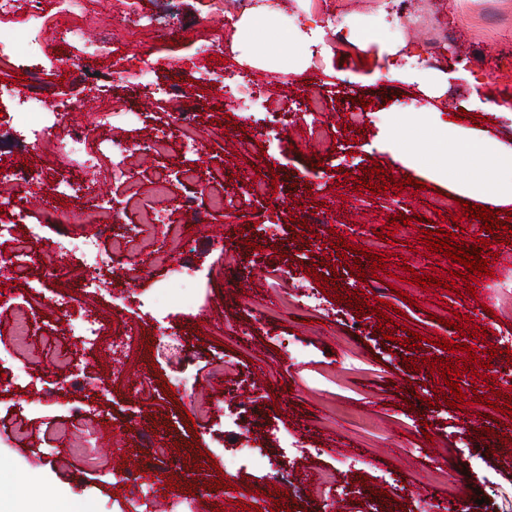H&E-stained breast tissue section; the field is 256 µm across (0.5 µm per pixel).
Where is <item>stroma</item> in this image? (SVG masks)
I'll use <instances>...</instances> for the list:
<instances>
[{
  "mask_svg": "<svg viewBox=\"0 0 512 512\" xmlns=\"http://www.w3.org/2000/svg\"><path fill=\"white\" fill-rule=\"evenodd\" d=\"M141 2L152 29L104 43L99 57L56 31L40 48L44 80L30 83L25 68L0 65L5 82L80 102L74 121L89 146L112 136L130 146L115 182L67 158L90 188L85 200L55 192L51 171H42L46 188L36 196L0 180V201L29 199L27 222L0 234V255L10 260L0 272V464L30 499L64 493L94 502L97 512H153L155 497L133 480L137 471L169 488L170 512H244L251 504L263 512H512V423L490 419L486 405L495 382L512 397V314L499 308L512 287V244L491 245L477 294L463 282L454 292L410 284L415 271L443 279L461 268L421 242L425 221L453 243L474 239L454 229L461 206L447 180L400 163L387 148L392 117H423L435 107L451 117L467 111L460 128L512 146V0H410L406 13L397 0H285V18L309 17L323 28L299 76L242 67L232 48L237 0H224L220 11L209 0ZM379 25L388 38L367 41L354 58L345 38ZM213 31L223 32L221 46L201 48L199 36ZM448 46L456 56L445 54ZM388 58L404 79L379 76ZM199 71L215 73L218 84L170 94ZM243 71L279 112L242 110ZM109 108L111 124H100ZM15 110L0 99V165L39 169L47 145L21 132ZM187 110L198 115L192 153L170 122ZM163 132L166 153L148 151ZM374 162L403 189L356 188ZM188 168L194 179L185 178ZM257 179L276 187L251 203L246 190ZM419 182L425 190H416ZM104 198L122 203L133 228L120 250L111 237L100 239L105 283L84 287L87 268L75 254L62 276L46 277L68 241L92 233L90 216L109 223L97 213ZM316 210L323 223L305 230ZM156 211L183 227L186 245L168 264L154 258L163 240L148 221ZM401 214L411 224L398 222ZM31 223L41 236L29 242V259L14 260ZM383 227L391 234L380 248L386 270L401 276L390 287L351 276L370 260L335 259L329 240L335 232L368 248ZM332 268L334 297L312 278ZM358 294L392 303V340L379 333L378 316L350 307ZM39 300L45 307L31 323L29 347L17 350L13 318ZM454 312L468 316L469 334L443 326ZM94 319L109 324L110 335L86 337L83 325ZM411 331L424 343H407ZM128 332L129 356L112 345ZM442 339L452 350L439 347ZM463 341L470 353L456 351ZM490 348L491 367L457 378L463 394H479L464 410L436 398L441 375L404 365L409 357L464 362ZM199 398L209 415L196 413ZM90 412L124 442L97 466L74 452L100 443L84 428ZM486 426L493 435H481ZM254 440L264 457L244 453ZM324 473L334 483L320 484ZM219 475L233 489L219 488Z\"/></svg>",
  "mask_w": 512,
  "mask_h": 512,
  "instance_id": "1",
  "label": "stroma"
}]
</instances>
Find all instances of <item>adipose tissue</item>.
Listing matches in <instances>:
<instances>
[{"instance_id":"adipose-tissue-1","label":"adipose tissue","mask_w":512,"mask_h":512,"mask_svg":"<svg viewBox=\"0 0 512 512\" xmlns=\"http://www.w3.org/2000/svg\"><path fill=\"white\" fill-rule=\"evenodd\" d=\"M281 15L279 0H259L257 6L235 23L234 44L248 57L252 66L269 68L279 64L292 74L301 73L308 66L307 55L286 52L273 55L272 51L256 41L258 31L270 30ZM433 133L419 138L406 132L405 121L392 128L388 147L403 163L416 164L421 158L448 156L467 161L466 174L455 183L456 191L473 198H483L487 189H494L501 205L512 203V146L486 135H474L458 130L453 122L440 115L427 117ZM0 512H95L88 503L70 499L63 503L31 504L23 489L13 486L4 468L0 467Z\"/></svg>"}]
</instances>
